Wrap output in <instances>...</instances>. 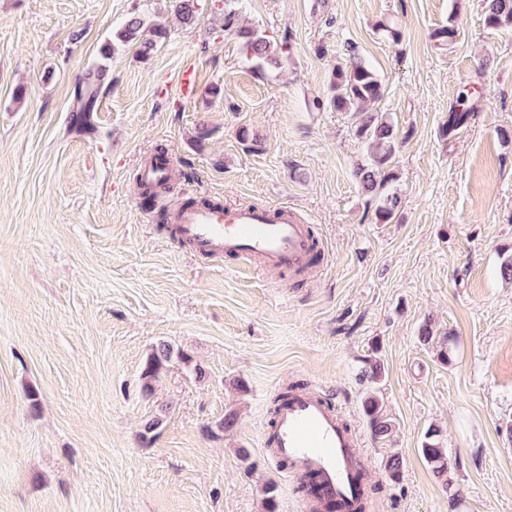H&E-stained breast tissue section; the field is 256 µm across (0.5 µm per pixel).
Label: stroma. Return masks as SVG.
<instances>
[{
	"instance_id": "35a3bbf8",
	"label": "stroma",
	"mask_w": 512,
	"mask_h": 512,
	"mask_svg": "<svg viewBox=\"0 0 512 512\" xmlns=\"http://www.w3.org/2000/svg\"><path fill=\"white\" fill-rule=\"evenodd\" d=\"M239 7L289 39L279 67L254 71L224 0H199L190 27L169 0H0V512H264L270 485L277 512H304L300 480L265 445L274 400L296 383L361 436L366 512H512V26L486 28L483 0ZM133 13L166 23L150 51L115 39ZM450 22L460 35L437 48L430 35ZM350 45L384 82L398 133L388 224L354 176L365 143L326 104ZM92 67L110 82L83 132L73 91ZM188 69L201 82L190 100ZM466 83L475 115L441 137ZM158 156L174 167L149 194L137 175ZM200 199L291 207L322 264L270 274L196 255L167 215ZM428 319L451 364L420 343ZM163 342L192 362L172 359L147 395L141 373ZM370 355L384 440L361 408ZM433 425L444 482L420 452Z\"/></svg>"
}]
</instances>
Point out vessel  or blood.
Listing matches in <instances>:
<instances>
[{"mask_svg":"<svg viewBox=\"0 0 512 512\" xmlns=\"http://www.w3.org/2000/svg\"><path fill=\"white\" fill-rule=\"evenodd\" d=\"M179 240L200 254L256 257L266 267L304 265L312 251L308 225L285 206L256 207L201 204L179 208L173 215ZM278 457L298 472L314 476L324 495L343 499L355 512L356 482L365 461L354 431L334 405L306 388H294L279 408L270 430Z\"/></svg>","mask_w":512,"mask_h":512,"instance_id":"obj_1","label":"vessel or blood"}]
</instances>
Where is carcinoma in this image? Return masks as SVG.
Masks as SVG:
<instances>
[{
    "mask_svg": "<svg viewBox=\"0 0 512 512\" xmlns=\"http://www.w3.org/2000/svg\"><path fill=\"white\" fill-rule=\"evenodd\" d=\"M175 13L183 24H193L197 20L198 0H175ZM484 24L489 29L512 26V0H485ZM143 27V17L134 13L117 31V38L125 43L136 42L141 38ZM224 29L238 30L243 52L258 69L275 66L279 64L280 57L290 53L291 45L288 40L275 45L262 32L239 26L235 0H224ZM458 35L457 28L450 24L435 29L432 40L436 46L445 47L454 44ZM90 78L91 82L79 84L76 92L82 129L91 126L89 117L104 84L105 70H93ZM472 94L473 88L468 85L459 88L455 104L448 113V121L441 128L442 135H452L473 118ZM385 95L386 87L375 70L362 57L352 53L348 60L336 65L333 70L326 99L327 105L334 110L352 113L356 134L368 142L370 151L364 161L357 165L355 176L375 205L374 216L378 224L391 222L400 204V196L395 187L398 177L392 165L395 126L388 116L373 108ZM174 356L183 363L191 361L185 353L175 351L168 343L163 342L153 349L142 372L144 393L152 392L153 382L159 378ZM363 410L369 418L375 437L384 439L392 433V423L384 416L375 393L367 394ZM421 453L435 476L443 485H448V452L441 446L439 428L431 426L427 429Z\"/></svg>",
    "mask_w": 512,
    "mask_h": 512,
    "instance_id": "1",
    "label": "carcinoma"
}]
</instances>
